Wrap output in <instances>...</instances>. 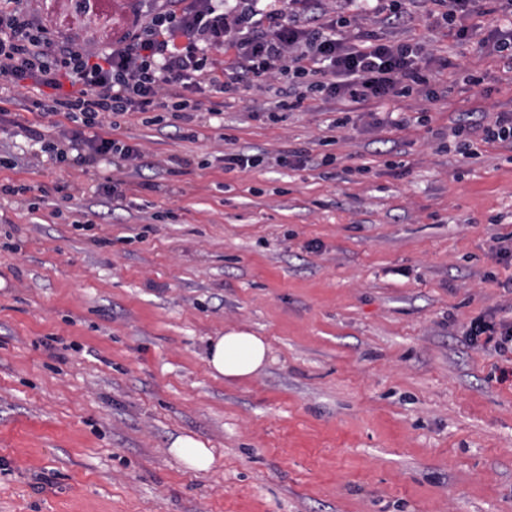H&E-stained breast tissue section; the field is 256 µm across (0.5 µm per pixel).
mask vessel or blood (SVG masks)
<instances>
[{
    "instance_id": "1",
    "label": "vessel or blood",
    "mask_w": 512,
    "mask_h": 512,
    "mask_svg": "<svg viewBox=\"0 0 512 512\" xmlns=\"http://www.w3.org/2000/svg\"><path fill=\"white\" fill-rule=\"evenodd\" d=\"M134 0H37L41 14L58 33L76 39L106 31L118 41L132 25Z\"/></svg>"
}]
</instances>
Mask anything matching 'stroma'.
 <instances>
[{
    "label": "stroma",
    "instance_id": "35a3bbf8",
    "mask_svg": "<svg viewBox=\"0 0 512 512\" xmlns=\"http://www.w3.org/2000/svg\"><path fill=\"white\" fill-rule=\"evenodd\" d=\"M426 10L358 27L448 57L445 97L404 99L401 130L358 113L330 146L338 103L273 121L250 91L190 115L194 143L127 117L116 138L153 167L38 162L36 113L0 94L18 162L0 183L50 192L33 213L0 198V512H512V353L463 335L512 319V262L490 251L512 236V151L467 163L433 136L512 110V66L482 51L484 17L460 43ZM300 146L335 154L332 178L274 164ZM242 148L269 164L225 169ZM231 330L269 343L257 377L210 375L207 339ZM171 451L197 470H207L214 462L208 448L190 436H179L171 445Z\"/></svg>",
    "mask_w": 512,
    "mask_h": 512
}]
</instances>
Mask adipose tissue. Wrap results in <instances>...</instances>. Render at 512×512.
Here are the masks:
<instances>
[{"mask_svg": "<svg viewBox=\"0 0 512 512\" xmlns=\"http://www.w3.org/2000/svg\"><path fill=\"white\" fill-rule=\"evenodd\" d=\"M271 360L269 344L252 333L232 330L209 339L206 362L214 377L252 378L262 373Z\"/></svg>", "mask_w": 512, "mask_h": 512, "instance_id": "1", "label": "adipose tissue"}]
</instances>
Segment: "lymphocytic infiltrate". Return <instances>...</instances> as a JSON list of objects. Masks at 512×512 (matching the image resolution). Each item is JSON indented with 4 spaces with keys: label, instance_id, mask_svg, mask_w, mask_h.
<instances>
[{
    "label": "lymphocytic infiltrate",
    "instance_id": "lymphocytic-infiltrate-1",
    "mask_svg": "<svg viewBox=\"0 0 512 512\" xmlns=\"http://www.w3.org/2000/svg\"><path fill=\"white\" fill-rule=\"evenodd\" d=\"M0 6V83L33 85L43 98L32 106L43 119L64 117L85 128L75 136L84 148L77 161L112 157L140 168L149 159L138 146L100 135L116 130L126 115L147 125L185 118L208 108L223 112L221 95L253 90L273 93L281 111L307 109L311 97L345 105L396 111L401 99L432 88L434 68L449 60L418 44L366 31L352 35L355 14L376 9L386 23L411 20L407 0H348L355 13L329 15L323 0H137L141 22L114 44L77 43L59 37L32 8L31 0ZM436 24L460 40L476 11L490 16L483 41L491 54L512 60V0H428ZM464 159L481 145L512 149V113L475 126L457 121L447 132Z\"/></svg>",
    "mask_w": 512,
    "mask_h": 512
}]
</instances>
